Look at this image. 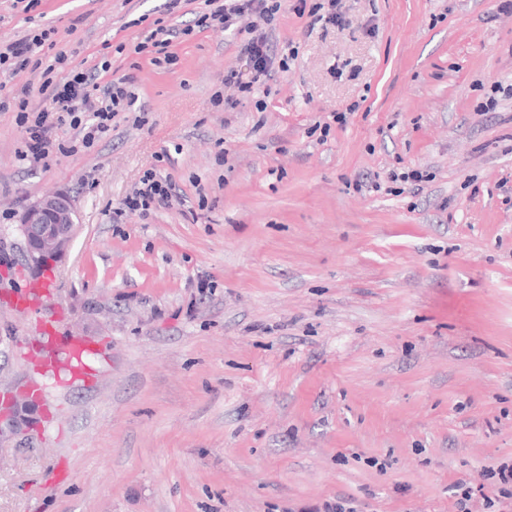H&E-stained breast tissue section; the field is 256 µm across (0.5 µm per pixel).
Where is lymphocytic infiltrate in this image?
Returning <instances> with one entry per match:
<instances>
[{
    "mask_svg": "<svg viewBox=\"0 0 512 512\" xmlns=\"http://www.w3.org/2000/svg\"><path fill=\"white\" fill-rule=\"evenodd\" d=\"M204 5L195 21L196 27L203 30L217 22L240 34L241 52L250 65V76L246 79L238 71L225 72L224 84L233 88L232 96H224L220 91L213 96L214 104L232 109L260 91L276 74L289 69L287 58L278 57L272 43L281 3L280 0H204ZM54 34V29H44L0 49V72L14 76L28 68L39 70L41 87L49 92L48 107L34 110L29 106V85L15 88L0 82V111L13 109L16 123L24 131L22 155L36 162L55 153L71 155L91 148L110 131L113 118L118 113L132 111L136 103L128 87V77H110L108 59H100L88 68L75 62L73 54L62 50L56 51L50 61H43L40 53L43 48H54ZM181 35V30L156 19L134 51L149 55L157 66L173 63L171 46ZM65 126L75 130V138L59 140L58 132ZM173 197L171 179L151 167L144 170L115 214L144 217L151 208L169 204Z\"/></svg>",
    "mask_w": 512,
    "mask_h": 512,
    "instance_id": "obj_1",
    "label": "lymphocytic infiltrate"
}]
</instances>
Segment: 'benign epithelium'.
Masks as SVG:
<instances>
[{
	"instance_id": "1",
	"label": "benign epithelium",
	"mask_w": 512,
	"mask_h": 512,
	"mask_svg": "<svg viewBox=\"0 0 512 512\" xmlns=\"http://www.w3.org/2000/svg\"><path fill=\"white\" fill-rule=\"evenodd\" d=\"M74 228V207L69 196L52 193L27 207L18 230L26 246L32 248L29 262L42 267L59 258L68 246ZM30 422L28 402L22 401L8 412L0 411V442L20 434Z\"/></svg>"
}]
</instances>
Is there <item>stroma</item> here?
Listing matches in <instances>:
<instances>
[{"label": "stroma", "mask_w": 512, "mask_h": 512, "mask_svg": "<svg viewBox=\"0 0 512 512\" xmlns=\"http://www.w3.org/2000/svg\"><path fill=\"white\" fill-rule=\"evenodd\" d=\"M501 0H284L266 110L214 105L241 39L193 28L173 64L134 53L165 0H0V47L55 28L107 57L136 109L93 148L34 163L0 112V395L42 387L0 447V512H490L512 463V12ZM354 107L326 140L316 122ZM158 166L176 197L112 212ZM428 174L422 189L392 172ZM383 177L381 191H357ZM67 193L50 310L106 357L58 385L28 362L23 210ZM209 288H199V280ZM67 477L55 488L52 467ZM317 1L327 2V10L324 14H320V11L325 9V4ZM294 4V11L303 15L308 7V14L311 17H316L315 21L324 20L327 24L342 26L344 23L343 14L340 12L339 8V0H315V3H312L308 6V0H296Z\"/></svg>", "instance_id": "1"}]
</instances>
